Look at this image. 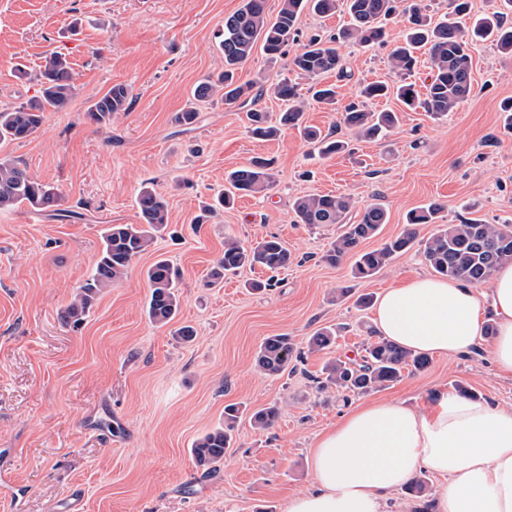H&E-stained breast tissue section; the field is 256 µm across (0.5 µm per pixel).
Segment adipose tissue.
<instances>
[{
  "instance_id": "adipose-tissue-1",
  "label": "adipose tissue",
  "mask_w": 512,
  "mask_h": 512,
  "mask_svg": "<svg viewBox=\"0 0 512 512\" xmlns=\"http://www.w3.org/2000/svg\"><path fill=\"white\" fill-rule=\"evenodd\" d=\"M485 306L496 325L489 340ZM373 323L379 336L426 355L488 347L497 373L512 376V264L496 272L484 298L426 275L385 289ZM310 460L313 486L285 512H385L391 494L423 470L444 482L436 512H512V406L448 391L435 393L425 411L368 402L321 433Z\"/></svg>"
}]
</instances>
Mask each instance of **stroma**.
Instances as JSON below:
<instances>
[{
  "label": "stroma",
  "instance_id": "stroma-1",
  "mask_svg": "<svg viewBox=\"0 0 512 512\" xmlns=\"http://www.w3.org/2000/svg\"><path fill=\"white\" fill-rule=\"evenodd\" d=\"M243 0H0V107L27 102L50 52L67 57L76 89L40 130L0 142V158L61 195L63 217L27 205L0 211V512H285L289 498L313 481L310 450L317 433L365 399L395 400L423 410L429 394L466 388L481 400L512 405V378L496 375L487 353L431 357L427 368L368 395L318 390L325 361L361 357L372 309L357 306L430 268L417 250L395 255L374 277L357 279L353 257L331 265L322 254L341 232L336 224L294 221L295 198L310 193L351 196L357 207L381 204L388 222L363 249L402 234L412 209L441 204L440 222L458 223L465 201L495 224L512 218V56L491 44L472 46V96L447 117L409 110L396 98L378 109L401 121L387 138L357 139L342 114L309 103L303 122L348 141L347 151L320 157L298 130L253 138L245 109L221 101L195 103V85L216 76L223 60L215 39ZM407 18L385 23L386 44L340 52L351 73L338 102L364 81L398 83L389 55ZM126 84L127 111L99 127L85 118L110 86ZM196 106L193 125L176 123ZM255 156L273 159L274 183L264 196L197 224L201 203L224 189L226 175ZM168 202L169 224L152 247L105 290L80 325L61 314L91 272L109 224L137 223L142 184ZM276 236L292 261L275 275L243 269L209 285L210 270L234 237L252 244ZM164 258L181 273V308L158 326L146 313L147 268ZM273 279L252 293L246 281ZM192 326L184 342L173 331ZM339 335L328 350L308 347L320 328ZM290 336L302 356L270 376L256 365L263 339ZM235 404L254 411L276 405L272 428L241 420L219 472L201 477L193 442L224 420Z\"/></svg>",
  "mask_w": 512,
  "mask_h": 512
}]
</instances>
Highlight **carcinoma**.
Here are the masks:
<instances>
[{"label":"carcinoma","instance_id":"obj_1","mask_svg":"<svg viewBox=\"0 0 512 512\" xmlns=\"http://www.w3.org/2000/svg\"><path fill=\"white\" fill-rule=\"evenodd\" d=\"M267 0H244L243 6L224 19V29L217 34L220 51L224 57V73L218 84H199L194 97L208 100L222 86V99L227 106L246 105L262 95L264 87L253 82L239 83L236 71L249 60L257 43L264 52L278 58L288 55L289 43L299 36L298 21L305 0H281L275 18L266 12ZM316 12L329 15L341 5H346L350 24L338 35L324 38L312 35L307 43L293 55L290 66L299 76L315 80L323 75L336 73L347 76L336 43L354 41L373 47L384 43L386 35L383 20L397 10L409 14V30L404 44L390 56L393 69L411 74L418 61L417 51L428 47L430 82L424 97H419L413 85L397 87V96L409 108L419 107L434 116H445L455 111L473 92L471 78L470 43L490 40L504 54H512V26L506 25L503 16L494 14L476 19L472 26H461L460 18L469 10V0H452L453 11L443 20L434 22L426 13L420 0H312ZM38 81L41 95L25 104L0 109V141H21L34 135L43 125L45 113L66 107L75 90V77L68 59L60 54L46 58ZM272 93L288 102V109L281 113L283 126L301 124L304 107L300 101L298 84L290 79H280L270 84ZM312 97L319 103L336 104V91L332 85L310 86ZM389 94L383 82H372L361 87L356 100L344 106L343 122L354 128L359 137L378 140L387 135L398 122L395 112H374L368 102ZM129 89L123 84L111 86L93 102L87 118L98 126L107 125L112 116L127 110ZM250 131L259 139L277 136L279 128L268 123L266 113L251 108L247 112ZM305 138L323 155L337 153L345 143L332 140L311 127L303 128ZM272 160L254 157L227 176L229 188L219 194L216 204L204 206L212 213L216 207H226L235 197L261 193L272 185L270 173ZM60 195L53 187L28 173L21 162L0 158V209L26 204L34 210L46 211L59 206ZM137 224H110L102 233V248L96 264L80 286L72 302L64 309L66 323L79 324L95 304L103 290L119 282L134 258L145 252L154 240V233L168 224L167 201L156 191L143 186L137 195ZM292 210L299 224H341L345 230L331 242L323 255L329 264H337L345 257H355L353 276L368 278L381 272L392 258L419 244L426 264L437 274L473 287L488 283L497 269L512 263V224H486L479 219H466L458 224H438L427 239L416 241V232L403 234L385 241L380 247L363 251V241L377 236L387 223L386 210L378 204L356 209L355 201L347 195L317 194L295 199ZM441 206L432 203L411 212L407 224H437ZM292 257L288 248L276 237L256 244H243L229 239L224 242V252L218 259L211 277L222 279L244 267H260L276 271L288 266ZM150 296L146 307L148 318L160 326L170 323L181 305L177 282L179 271L166 259L155 261L146 272ZM336 333L330 328L316 332L311 345L326 349L333 345ZM296 349L285 335L266 337L257 353L259 369L276 375L288 369ZM428 365V358L405 350L381 337L368 341L361 359L335 357L325 366L323 386L336 387L350 392L365 393L383 388L398 381L403 371L421 370ZM224 423L200 436L190 448L195 467L202 474L217 471L224 463V455L231 447V431L243 415L237 407L224 411ZM278 417L275 406H268L250 414L251 424L261 430L270 428Z\"/></svg>","mask_w":512,"mask_h":512}]
</instances>
